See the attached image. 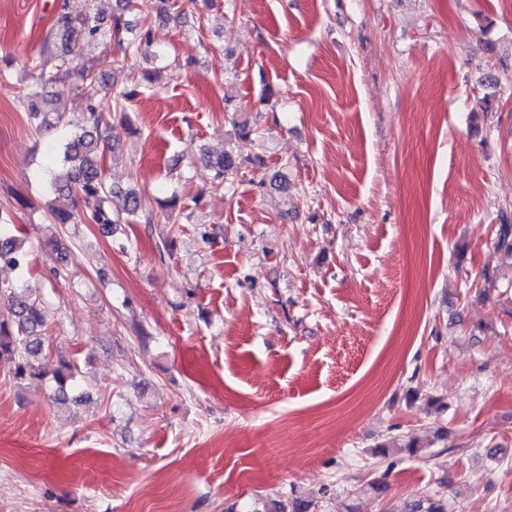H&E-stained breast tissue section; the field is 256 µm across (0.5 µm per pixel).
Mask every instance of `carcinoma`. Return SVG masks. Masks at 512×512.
Wrapping results in <instances>:
<instances>
[{
  "mask_svg": "<svg viewBox=\"0 0 512 512\" xmlns=\"http://www.w3.org/2000/svg\"><path fill=\"white\" fill-rule=\"evenodd\" d=\"M178 0H126V9L138 12L144 19L152 15H162L176 8ZM80 26L88 36L103 45V53L95 60L87 61L82 67V78L95 83L101 76L100 68L112 65L108 42H123V33L133 31V26L124 13L112 14V22L105 26L101 19L91 15L88 4L80 8L64 7L56 19L55 27L68 33L75 26ZM152 46L150 32L141 29L135 39L126 43V48L135 52L147 53ZM46 48L40 61L33 65L39 71L38 78L42 84H50L66 75L67 55ZM101 86L105 93L112 96L113 106L125 108L126 101L138 94L140 85L112 94V81L103 80ZM51 100L41 92L34 90L28 94V115L34 121H43L45 127L56 128L64 124L65 112H55V122L45 120L50 112ZM102 113L92 107L83 118L81 132L71 136L64 144V161L70 166L68 182L58 188V193L68 195L72 205L84 204L89 211L88 219L98 225L103 232L112 233V225L122 223V212H114L105 207L108 196L116 190L107 183L101 164L97 161V152L107 136L102 134ZM206 167L212 172V181L216 187H222L229 181V176L238 169L236 159L228 150L224 155L209 159ZM16 227L8 219L0 217V267L7 266L23 275L28 270L29 255L22 242L15 235ZM494 247L504 258L512 260V221L502 220L496 228ZM11 301L12 320L0 319V360H8L14 365L15 378H43L51 376L56 385V400L61 404L70 401V394L76 391L77 366L71 362L62 364L48 373L38 362L43 352L44 340L40 334L41 327L47 319L43 302L31 299L21 291L16 282H0V300ZM421 445L415 437L406 439L392 438L377 445L375 454L386 458L392 454L416 456ZM404 512H448V503L438 493L417 501L406 507Z\"/></svg>",
  "mask_w": 512,
  "mask_h": 512,
  "instance_id": "1",
  "label": "carcinoma"
}]
</instances>
